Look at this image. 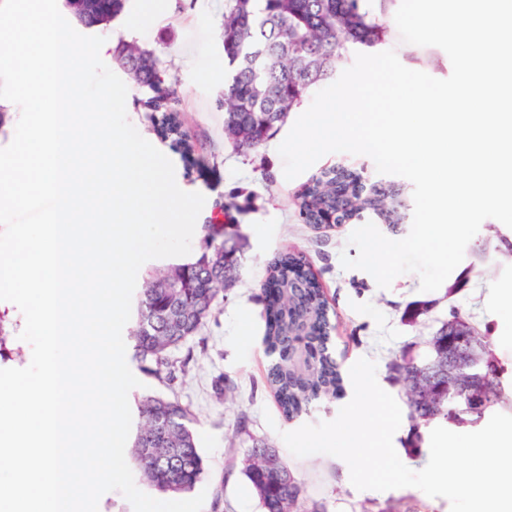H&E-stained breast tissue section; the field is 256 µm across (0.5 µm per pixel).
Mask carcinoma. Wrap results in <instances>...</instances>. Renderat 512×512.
Listing matches in <instances>:
<instances>
[{
  "mask_svg": "<svg viewBox=\"0 0 512 512\" xmlns=\"http://www.w3.org/2000/svg\"><path fill=\"white\" fill-rule=\"evenodd\" d=\"M126 0L107 7L97 0L90 21L95 27L124 9ZM388 0H229L224 12V134L241 150H256L270 132L318 85L331 78L336 55L348 49H369L383 40L387 27L376 17L374 4ZM117 60L134 85L147 87L148 119L154 134L181 153L186 168L197 165L178 113L176 90L164 83L156 53L135 41H122ZM303 220L315 226L328 216L336 224L372 219L400 228L405 208L403 189L394 184L366 183L356 168L321 170L296 198ZM229 225H200L198 245L189 258L143 275L137 320L130 331L136 357L148 374L172 382L187 360L173 351L196 338L233 288L242 258ZM262 302L266 316L264 341L271 357L267 383L283 416L292 421L319 401L345 391L341 364L333 350V326L323 288L294 252H282L269 263ZM307 336L294 335L298 327ZM448 323L428 341V354L418 360L400 358L393 370L402 382L414 437L432 423L455 425L459 404L448 400ZM494 390L484 397L482 412L470 417L478 426L486 412L504 397V369L493 362ZM139 426L128 449L139 480L159 495L174 497L191 491L205 473L204 458L192 427L193 415L176 400L147 395L138 402ZM242 473L258 499L261 512H327L324 503L304 505V487L281 451L266 440L248 449Z\"/></svg>",
  "mask_w": 512,
  "mask_h": 512,
  "instance_id": "carcinoma-1",
  "label": "carcinoma"
}]
</instances>
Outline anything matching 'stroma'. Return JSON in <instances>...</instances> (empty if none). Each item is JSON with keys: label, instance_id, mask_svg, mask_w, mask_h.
Segmentation results:
<instances>
[{"label": "stroma", "instance_id": "obj_1", "mask_svg": "<svg viewBox=\"0 0 512 512\" xmlns=\"http://www.w3.org/2000/svg\"><path fill=\"white\" fill-rule=\"evenodd\" d=\"M148 3L127 0L124 13L101 34L110 44L133 40L159 56L168 83L178 92L175 110L200 160L199 169L187 171L180 152L170 142L156 139L142 106L148 91L129 88L127 117L172 161L177 185L205 196L199 223H208L219 203L236 201L231 221L242 249L240 281L200 335L189 342L192 360L186 374L171 385L142 371L138 374L140 387L129 393L133 403L147 394H161L177 399L191 411L206 462V474L198 484L206 492L202 512H261L241 472L251 438L284 448L283 433L303 423L334 420L349 401L345 395L324 401L302 420L289 421L267 384L270 359L263 344L261 287L269 262L283 250L300 252L322 285L333 311V344L343 370H350L362 358L374 360L380 387L398 404H405L406 398L390 370L391 362L406 352L423 355L427 339L447 321L452 309L487 336L493 356L504 367L506 378L512 379V315L502 309L497 295L499 289L512 287V228L492 218L484 220L462 262L432 292L420 291V278L414 273L400 275L390 288L382 289L369 273L343 268L342 256L357 255L348 242L353 225L310 227L299 214L296 196L323 168L333 164L362 168L369 181H380L373 160L347 152L329 153L298 177L286 179L277 145L295 123L293 113L260 149L235 151L224 137L221 106L228 71L221 31L228 0H167L163 17L130 29L129 18ZM378 49L395 50L402 64H414L416 70L437 79L452 73L444 50L403 43L392 27ZM245 322L250 325V335L243 340L239 330ZM219 381L234 385L232 398L218 396L215 384ZM287 461L307 495L324 502L327 512H450L447 499L428 497L413 487L357 490L346 462L334 456L291 455Z\"/></svg>", "mask_w": 512, "mask_h": 512}]
</instances>
